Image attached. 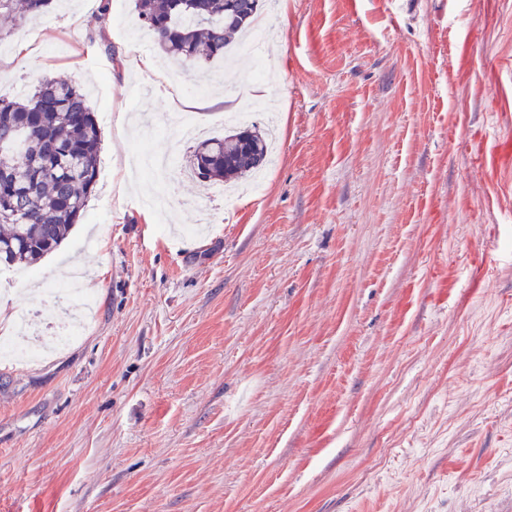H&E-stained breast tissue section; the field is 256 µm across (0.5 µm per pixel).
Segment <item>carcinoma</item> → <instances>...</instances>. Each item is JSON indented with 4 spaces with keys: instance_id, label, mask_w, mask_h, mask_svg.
Instances as JSON below:
<instances>
[{
    "instance_id": "1",
    "label": "carcinoma",
    "mask_w": 512,
    "mask_h": 512,
    "mask_svg": "<svg viewBox=\"0 0 512 512\" xmlns=\"http://www.w3.org/2000/svg\"><path fill=\"white\" fill-rule=\"evenodd\" d=\"M163 54L190 67L224 56L249 28L259 0H134ZM52 0H23L19 20ZM101 131L80 88L56 76L22 96L0 98V265H36L78 223L92 195ZM268 161V135L236 127L201 140L189 170L203 181L235 182Z\"/></svg>"
}]
</instances>
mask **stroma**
Returning a JSON list of instances; mask_svg holds the SVG:
<instances>
[{"mask_svg":"<svg viewBox=\"0 0 512 512\" xmlns=\"http://www.w3.org/2000/svg\"><path fill=\"white\" fill-rule=\"evenodd\" d=\"M0 18V96L83 89L94 192L15 305L0 512H512V0H262L246 66L172 83L134 0ZM112 44L118 57L104 49ZM279 145L225 199L165 150L168 113ZM86 271L82 336L50 282Z\"/></svg>","mask_w":512,"mask_h":512,"instance_id":"35a3bbf8","label":"stroma"}]
</instances>
